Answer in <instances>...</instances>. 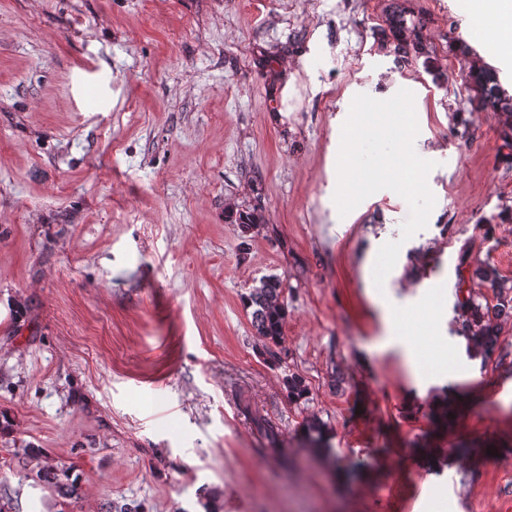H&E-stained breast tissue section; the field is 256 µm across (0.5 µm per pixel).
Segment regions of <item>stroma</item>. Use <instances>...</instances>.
<instances>
[{"instance_id": "obj_1", "label": "stroma", "mask_w": 512, "mask_h": 512, "mask_svg": "<svg viewBox=\"0 0 512 512\" xmlns=\"http://www.w3.org/2000/svg\"><path fill=\"white\" fill-rule=\"evenodd\" d=\"M396 11L427 54L397 61ZM477 21L468 0H0V512H512V316L491 358L458 334L459 287L494 297L461 269L512 278V112L464 85L493 69L512 98V57ZM404 82L436 163L406 241L392 190L333 200L347 98ZM270 276L276 345L245 304ZM439 344L465 378L415 375Z\"/></svg>"}]
</instances>
